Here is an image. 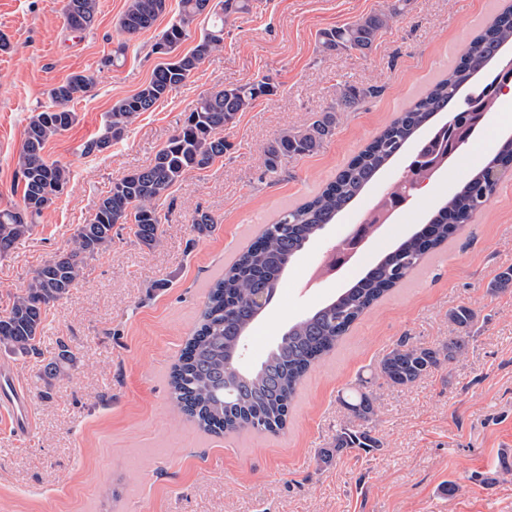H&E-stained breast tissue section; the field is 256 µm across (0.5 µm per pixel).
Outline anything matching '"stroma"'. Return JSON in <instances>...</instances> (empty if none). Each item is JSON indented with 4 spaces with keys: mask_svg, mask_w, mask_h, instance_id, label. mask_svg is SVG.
Segmentation results:
<instances>
[{
    "mask_svg": "<svg viewBox=\"0 0 512 512\" xmlns=\"http://www.w3.org/2000/svg\"><path fill=\"white\" fill-rule=\"evenodd\" d=\"M129 0H99L92 26L70 29L60 0H0V210L21 200L18 156L30 116L50 88L75 73L95 87L73 102L78 122L50 139L48 160L69 181L33 231L0 258V311L33 272L69 248L113 181L150 165L202 94L268 77L259 98L224 130L228 149L187 174L160 202V241L142 245L129 226L90 261L69 295L51 304L35 356L0 349V376L28 391L29 434L0 417V512H512V290L488 293L512 268V168L468 224L404 283L357 321L337 349L308 372L286 428L213 436L180 414L169 372L193 331L212 282L284 210L317 192L401 110L446 74L471 39L512 0H407L371 52L321 51V31L351 24L394 0H253L224 26V44L186 84L144 112L125 137L84 153L113 105L136 93L160 57L154 45L178 17L167 0L156 24L125 40L119 21ZM129 48L107 58L119 41ZM375 87L338 112L336 131L314 154L268 173L263 148L306 127L336 101L339 86ZM512 135V122L488 126L375 235L348 271L318 283L302 279L402 176L396 157L355 205L285 271L277 295L246 340L242 364L257 365L289 323L363 275L398 241L427 222L470 171ZM214 220L199 234L197 213ZM477 313L464 355L415 386L379 377L400 341L438 348L454 328L450 310ZM75 356L67 375L45 384L40 369L59 343ZM375 397L373 452L319 459L341 427L364 428L343 400L358 387Z\"/></svg>",
    "mask_w": 512,
    "mask_h": 512,
    "instance_id": "1",
    "label": "stroma"
}]
</instances>
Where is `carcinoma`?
Instances as JSON below:
<instances>
[{"label":"carcinoma","mask_w":512,"mask_h":512,"mask_svg":"<svg viewBox=\"0 0 512 512\" xmlns=\"http://www.w3.org/2000/svg\"><path fill=\"white\" fill-rule=\"evenodd\" d=\"M180 4L178 19L162 31L154 45L161 61L148 83L112 107L105 133L88 142L85 153L101 152L123 139L134 118L151 111L158 101L183 86L203 60L223 45L224 23L230 14L251 9V0H180ZM97 6L98 0H64L69 28L88 29ZM166 8V0H130L120 28L131 38L151 28ZM205 13L217 21L202 34L191 52L176 53L190 26ZM399 13L400 7L394 3L356 23L322 31L319 43L326 51L369 50ZM508 43H512V8L494 15L471 40L447 77L401 112L315 196L284 211L276 222L267 225L214 282L198 325L171 371L170 386L181 413L216 435L285 429L297 390L311 366L332 352L378 299L402 283L430 252L447 243L484 206L499 182V178H491V173L512 165L511 140L475 170L427 224L405 237L351 287L337 293L336 299L293 324L288 336L269 351L258 369L241 376L236 373L233 356L237 336L248 332L259 317L255 298L263 294L275 296L284 268L324 226L334 223L421 131L428 130L426 143L438 135L444 140L455 135L456 130L444 122L430 124L434 116L455 117L464 112L491 110L498 100L496 81L509 78V72L499 66L501 50ZM93 88L92 77L73 74L49 89L50 105L29 118L18 160L22 204L0 210V257L32 231L37 219L55 203L68 183L66 167L48 161L43 150L51 137L76 123L77 115L70 103ZM273 93L274 87L263 77L200 96L153 163L114 181L99 200L93 217L77 228L72 247L37 268L27 287L0 313V348L20 357L38 353L46 308L68 295L84 278L88 260L112 243L116 225L132 224L143 245L156 244L161 223L159 201L186 174L203 170L224 156V127L233 124L258 98ZM374 93L371 87L342 86L336 102L311 124L285 131L264 146L266 170L275 173L288 157L317 151L335 131L336 112L353 107ZM474 319L475 312L468 306L451 310L448 322L463 335L450 336L448 343L435 349L397 344L381 361V377L391 386L415 385L429 370L462 354ZM73 363V353L62 344L59 352L42 365L40 376L49 383ZM344 406L367 422L378 420L379 409L370 393L356 391ZM380 447L382 442L372 435V430L343 427L336 436L334 450L327 454Z\"/></svg>","instance_id":"carcinoma-1"}]
</instances>
